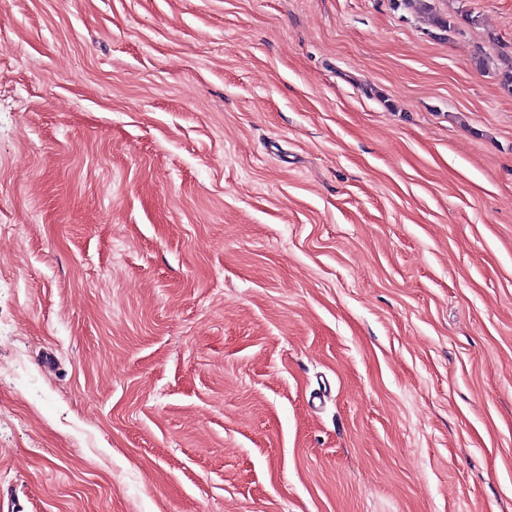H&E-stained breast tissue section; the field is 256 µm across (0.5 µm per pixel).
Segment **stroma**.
Here are the masks:
<instances>
[{
    "label": "stroma",
    "mask_w": 512,
    "mask_h": 512,
    "mask_svg": "<svg viewBox=\"0 0 512 512\" xmlns=\"http://www.w3.org/2000/svg\"><path fill=\"white\" fill-rule=\"evenodd\" d=\"M436 5L0 0V512H512V0ZM405 8L413 10L428 19L434 26L448 32L456 27L451 16H441L434 11L433 0H402Z\"/></svg>",
    "instance_id": "obj_1"
}]
</instances>
